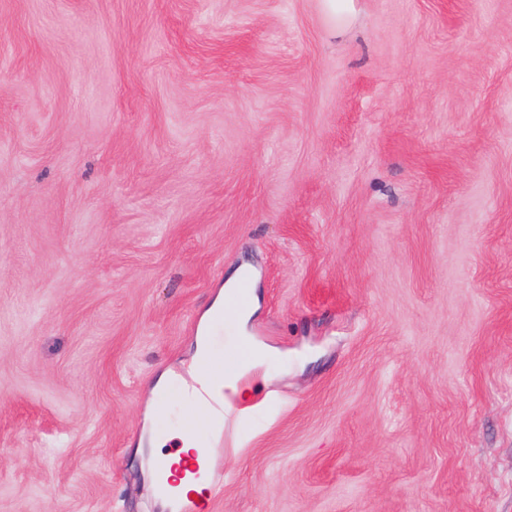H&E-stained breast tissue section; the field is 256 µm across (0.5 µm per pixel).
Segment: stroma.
I'll list each match as a JSON object with an SVG mask.
<instances>
[{"label": "stroma", "mask_w": 512, "mask_h": 512, "mask_svg": "<svg viewBox=\"0 0 512 512\" xmlns=\"http://www.w3.org/2000/svg\"><path fill=\"white\" fill-rule=\"evenodd\" d=\"M354 6L0 0V512H163L241 264L213 512H512V0ZM322 9L327 19L334 24L347 22L354 12L353 0H321ZM242 274L243 270L238 269L228 277L224 293L228 288L234 286ZM251 302L252 280L249 275H243L225 296V303L231 305L236 311L245 312L249 309ZM253 350L251 357L245 363H239L232 359L229 361L224 360V364H216L211 361L206 363L203 367L208 370L215 382H223L222 385L213 384L208 374L201 369L203 360L212 355L210 339L206 336H197L194 342L193 354L190 361V369L192 378L195 383L199 385L200 391L204 394L201 395L195 387L193 392H188V386L183 385L181 390V399L184 402L187 412L201 416L204 423L213 418L211 415L219 412L222 405L228 408L230 414L239 412V407L230 398L226 397L223 402L222 393L225 388L236 390L241 377L251 371L260 368L268 357L272 354L270 348L259 345H252ZM217 420V419H216Z\"/></svg>", "instance_id": "obj_1"}]
</instances>
